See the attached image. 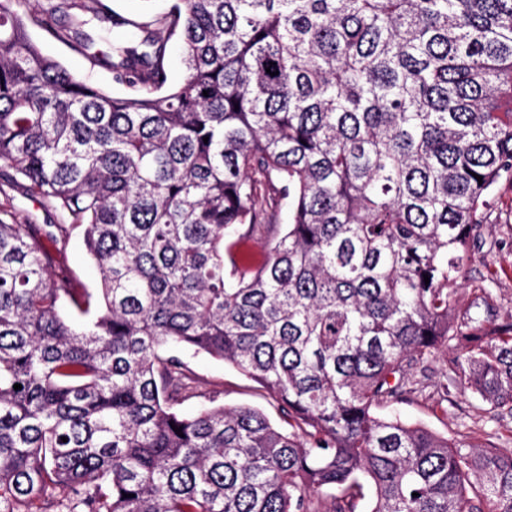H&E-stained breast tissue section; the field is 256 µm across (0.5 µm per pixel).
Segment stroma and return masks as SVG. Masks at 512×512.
Listing matches in <instances>:
<instances>
[{"mask_svg": "<svg viewBox=\"0 0 512 512\" xmlns=\"http://www.w3.org/2000/svg\"><path fill=\"white\" fill-rule=\"evenodd\" d=\"M32 39L42 50L56 58L73 75L89 81L114 95L125 94L124 86L113 82L110 71L94 67L65 44L50 38L37 25H29ZM61 272L72 274L86 288L96 289L100 278L89 260L80 234H73L59 261ZM486 280L501 304L502 315H512V183L502 182L492 196L491 219L481 243L470 252L458 276L457 297L460 303L471 300L468 284ZM184 361L218 391L224 406H256L272 421H280L276 402L256 384L223 362L205 355L184 354ZM423 388L410 402L399 405L403 419L419 423L445 437L466 444H493L512 448V418L491 413H476L470 407L469 394L451 390L447 400L438 401L435 390L442 379L443 363L430 359Z\"/></svg>", "mask_w": 512, "mask_h": 512, "instance_id": "1", "label": "stroma"}]
</instances>
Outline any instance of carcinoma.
Returning <instances> with one entry per match:
<instances>
[{
    "label": "carcinoma",
    "instance_id": "cac0c4a2",
    "mask_svg": "<svg viewBox=\"0 0 512 512\" xmlns=\"http://www.w3.org/2000/svg\"><path fill=\"white\" fill-rule=\"evenodd\" d=\"M34 13L130 94L45 55ZM113 16L0 0V186L67 218H0V512H512V448L379 414L459 347L442 399L512 416V318L481 281L466 306L453 289L512 182V0ZM76 229L94 292L52 272ZM234 237L266 262L239 264ZM182 350L258 384L290 430L217 403Z\"/></svg>",
    "mask_w": 512,
    "mask_h": 512
}]
</instances>
